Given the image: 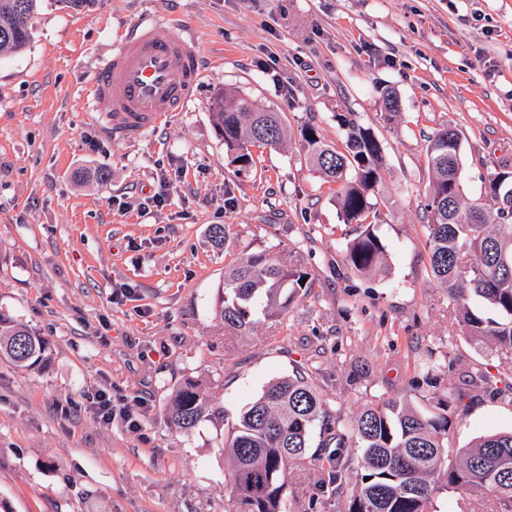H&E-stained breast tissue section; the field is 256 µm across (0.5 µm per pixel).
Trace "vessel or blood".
<instances>
[{
    "label": "vessel or blood",
    "instance_id": "1",
    "mask_svg": "<svg viewBox=\"0 0 512 512\" xmlns=\"http://www.w3.org/2000/svg\"><path fill=\"white\" fill-rule=\"evenodd\" d=\"M200 79V52L191 39L163 22L142 21L100 63L91 78L94 100L107 106L106 133L136 140L164 130L174 113L194 100Z\"/></svg>",
    "mask_w": 512,
    "mask_h": 512
}]
</instances>
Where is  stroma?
<instances>
[{"label": "stroma", "mask_w": 512, "mask_h": 512, "mask_svg": "<svg viewBox=\"0 0 512 512\" xmlns=\"http://www.w3.org/2000/svg\"><path fill=\"white\" fill-rule=\"evenodd\" d=\"M197 42L203 77L169 127L108 137L91 71L143 17ZM399 111L385 119L381 93ZM236 90L280 113L288 145L256 169L225 157L210 104ZM373 128L386 156L379 219L387 265H343L336 197L305 159L311 124L342 144L337 114ZM454 127L462 192L479 198L512 162V0H45L23 52L0 58V313L45 338L48 365L0 359V512H224V435L273 380L306 371L343 418L397 399L465 392L448 447L512 430V352L472 341L429 270L426 146ZM160 194V206L145 198ZM227 227L223 245L210 237ZM301 264L309 285L249 333L215 312L224 268L246 253ZM428 361L423 375L416 364ZM200 381L216 411L193 435L165 420L173 391ZM103 389L142 429L86 408ZM314 427L286 493L291 512H345L319 487Z\"/></svg>", "instance_id": "35a3bbf8"}]
</instances>
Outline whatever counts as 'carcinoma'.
Returning <instances> with one entry per match:
<instances>
[{"label": "carcinoma", "instance_id": "carcinoma-1", "mask_svg": "<svg viewBox=\"0 0 512 512\" xmlns=\"http://www.w3.org/2000/svg\"><path fill=\"white\" fill-rule=\"evenodd\" d=\"M43 0H0V56L18 54L30 43ZM217 135L230 164L240 171L256 167L253 149L284 143L286 128L278 112L258 107L245 95L226 90L212 102ZM343 147L329 143L313 125L300 130L308 161L336 186L343 224L361 231L344 246V262L360 276L378 271L386 246L377 223L384 149L369 127L339 113ZM430 172L427 209L429 266L438 285L456 305L459 325L476 341L512 350V164L492 172L480 198L464 200L461 138L452 127L428 137ZM308 273L266 252L237 258L224 270L216 308L224 325L250 331L258 317L275 318L290 293L306 287ZM487 307L485 317L469 307ZM0 358L19 370L44 367L48 343L0 313ZM448 397L434 395L424 409L388 400L367 407L347 422L321 399L303 374L273 380L242 409L224 448L231 489L225 512H288L285 487L288 464L303 457L311 429L326 433L328 483L343 489L348 469L344 449H360V473L347 501V512H433L436 494L451 489L473 495L489 492L497 512H512V430L480 436L450 456L448 435L453 416ZM210 415V402L197 381L188 380L170 398L166 420L191 435Z\"/></svg>", "mask_w": 512, "mask_h": 512}]
</instances>
